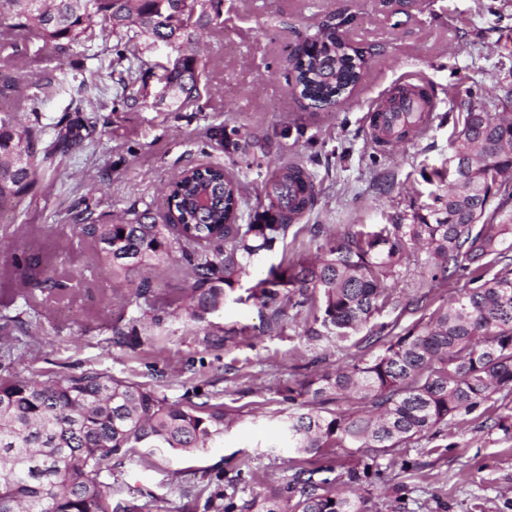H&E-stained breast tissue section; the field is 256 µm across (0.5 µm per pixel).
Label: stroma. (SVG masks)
Returning <instances> with one entry per match:
<instances>
[{
  "mask_svg": "<svg viewBox=\"0 0 512 512\" xmlns=\"http://www.w3.org/2000/svg\"><path fill=\"white\" fill-rule=\"evenodd\" d=\"M344 17L343 37L372 56L351 95L316 109L293 93L289 62L322 22ZM195 37L198 95L178 107L158 81L157 65L172 50L146 36L127 45L138 81L125 88L112 41L96 36L63 53L0 28V77L15 80L22 122H38L47 140L58 127L77 130L76 145L38 166L28 193L0 210V273L15 258L48 254L51 274L66 287L31 298L28 332L0 327V344L15 348L12 371L45 382L94 370L146 384L172 402L198 387L238 414L216 447L115 465L112 502L136 512H191L219 474L239 500L285 476L279 444L289 404L279 384L313 357L344 364L360 351L309 340L314 312L306 307L269 332L260 307L238 295L281 260L315 255L323 235L411 223L431 204L437 186L429 177L445 167L463 126L460 100L481 103L512 88V0H222ZM46 82L53 94L31 103L35 85ZM399 86L426 89L431 120L402 142L375 140L367 115ZM199 165L221 166L240 183L241 224L268 208L274 178L287 166L308 172L314 202L284 244L252 260L218 312L197 321L177 311L144 326L140 345H117L114 327L140 314L139 281L171 295L185 287L189 269L174 253L113 273L71 216L83 211L98 224L143 213L163 219L166 187ZM211 334L221 343H209ZM380 462L386 479L405 485L407 512H512V395H495L449 420L436 439Z\"/></svg>",
  "mask_w": 512,
  "mask_h": 512,
  "instance_id": "obj_1",
  "label": "stroma"
}]
</instances>
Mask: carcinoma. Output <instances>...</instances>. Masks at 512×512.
Masks as SVG:
<instances>
[{
    "mask_svg": "<svg viewBox=\"0 0 512 512\" xmlns=\"http://www.w3.org/2000/svg\"><path fill=\"white\" fill-rule=\"evenodd\" d=\"M200 0H0V26L61 51L82 46L93 28L120 35L146 33L176 48L165 69L164 92L173 99L195 98L200 64L193 46ZM336 26L325 23L328 43L313 54L293 56L294 84L318 107L336 104V89L356 87L367 56L353 67ZM461 131L451 145L452 168L436 172L449 181L435 196L439 206L415 224H381L327 238L312 258L272 266L248 288L265 311L268 331L283 329L288 310L320 302L309 339L379 347L367 359L314 370L279 390L291 405L286 436L295 457L288 475L237 503L214 491L205 508L218 512H368L366 493L381 477L380 456L435 438L458 414L470 413L497 393H512V117L487 105L465 103ZM39 131L10 111H0V207L30 189L38 156L48 157ZM227 184L224 168L183 170L172 184L175 224L146 222L92 224L84 213L73 223L93 241L115 272L181 253L191 270L188 287L162 305L153 302L149 279L136 289L147 309L115 331L116 343L138 336V325L160 324L171 309L202 320L224 306L248 275L251 259L272 252L288 236L291 222L313 199V184L300 167L273 184L276 202L251 224L231 222L219 201L200 211L198 193ZM498 198L489 208L492 198ZM415 261L430 281L457 272L471 275L472 287L427 313L419 301L390 300L388 281L405 262ZM21 282L31 289H63L40 268V260L14 259ZM420 313L399 329L400 317L376 332L360 335L387 306ZM11 349L0 351V512H114L113 461L157 453L190 455L212 448L237 420L206 393L171 402L153 388L89 371L40 383L11 372ZM359 397L369 410L348 414L326 405ZM366 448L338 481L319 477L297 457L327 448Z\"/></svg>",
    "mask_w": 512,
    "mask_h": 512,
    "instance_id": "cac0c4a2",
    "label": "carcinoma"
}]
</instances>
